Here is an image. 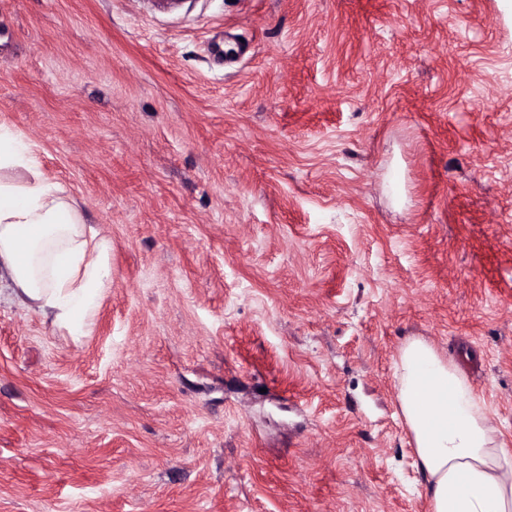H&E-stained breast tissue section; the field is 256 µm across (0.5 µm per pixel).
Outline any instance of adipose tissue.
<instances>
[{"mask_svg":"<svg viewBox=\"0 0 512 512\" xmlns=\"http://www.w3.org/2000/svg\"><path fill=\"white\" fill-rule=\"evenodd\" d=\"M110 251L44 178L31 147L0 126V264L19 304L73 338L89 335L111 282ZM395 378L431 512H512V450L459 368L414 338L399 351Z\"/></svg>","mask_w":512,"mask_h":512,"instance_id":"obj_1","label":"adipose tissue"}]
</instances>
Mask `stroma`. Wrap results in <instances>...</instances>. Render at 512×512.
<instances>
[{
    "instance_id": "35a3bbf8",
    "label": "stroma",
    "mask_w": 512,
    "mask_h": 512,
    "mask_svg": "<svg viewBox=\"0 0 512 512\" xmlns=\"http://www.w3.org/2000/svg\"><path fill=\"white\" fill-rule=\"evenodd\" d=\"M0 125L112 244L0 269V512H429L413 338L512 448V0H0Z\"/></svg>"
}]
</instances>
